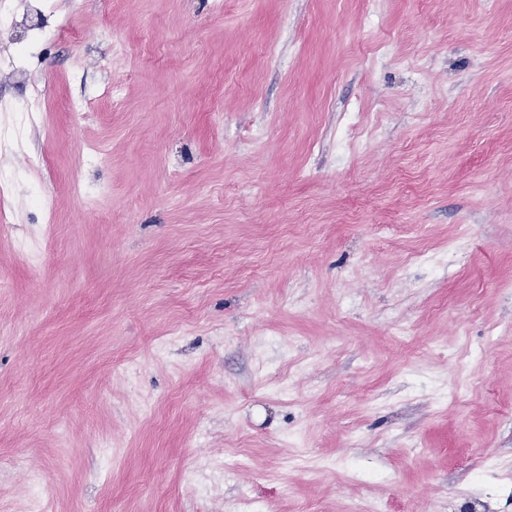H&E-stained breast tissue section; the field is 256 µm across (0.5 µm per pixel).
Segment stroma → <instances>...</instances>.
I'll return each mask as SVG.
<instances>
[{
    "label": "stroma",
    "instance_id": "1",
    "mask_svg": "<svg viewBox=\"0 0 512 512\" xmlns=\"http://www.w3.org/2000/svg\"><path fill=\"white\" fill-rule=\"evenodd\" d=\"M41 4L0 512H512V0Z\"/></svg>",
    "mask_w": 512,
    "mask_h": 512
}]
</instances>
